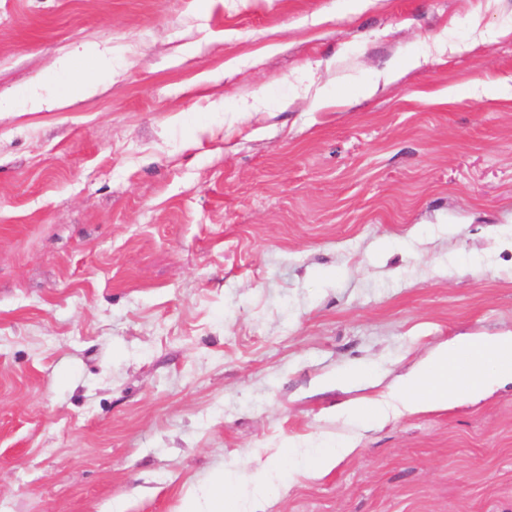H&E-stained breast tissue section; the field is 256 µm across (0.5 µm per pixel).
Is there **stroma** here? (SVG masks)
I'll use <instances>...</instances> for the list:
<instances>
[{
    "label": "stroma",
    "mask_w": 512,
    "mask_h": 512,
    "mask_svg": "<svg viewBox=\"0 0 512 512\" xmlns=\"http://www.w3.org/2000/svg\"><path fill=\"white\" fill-rule=\"evenodd\" d=\"M82 45L103 92L30 111ZM0 97V512H178L346 435L317 378L512 329V0H0ZM268 512H512V387Z\"/></svg>",
    "instance_id": "stroma-1"
}]
</instances>
